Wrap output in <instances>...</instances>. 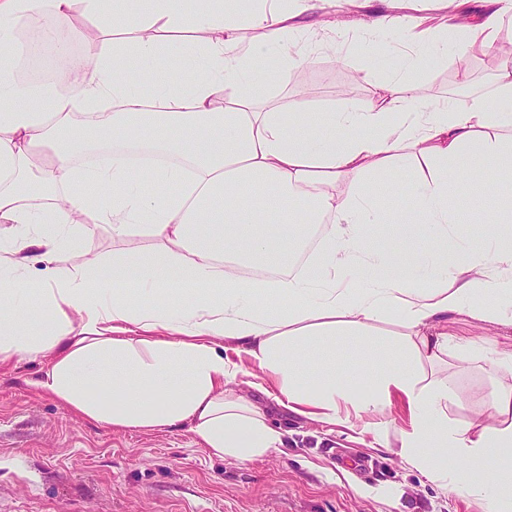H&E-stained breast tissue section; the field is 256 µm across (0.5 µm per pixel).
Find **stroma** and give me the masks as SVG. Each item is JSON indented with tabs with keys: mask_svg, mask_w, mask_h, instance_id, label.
<instances>
[{
	"mask_svg": "<svg viewBox=\"0 0 512 512\" xmlns=\"http://www.w3.org/2000/svg\"><path fill=\"white\" fill-rule=\"evenodd\" d=\"M486 0H402L400 14L447 24L449 15L487 9ZM373 9L343 13L332 6L296 20L295 51L307 58L306 83L285 75L278 57L264 63L266 99L281 108L308 102L331 112L360 104L376 84L400 70L404 43L390 30L383 55L358 54L372 38ZM455 57L425 74L436 97L493 95V67L470 63L471 81L460 87ZM454 399L448 417L463 422L490 418L495 382L486 361L448 354ZM40 362L0 365V512H484L476 499L436 487L400 462L390 450L292 415L277 416L285 433L283 451L237 464L210 456L191 432L115 431L69 411L37 390ZM362 458L365 468L352 466Z\"/></svg>",
	"mask_w": 512,
	"mask_h": 512,
	"instance_id": "1",
	"label": "stroma"
}]
</instances>
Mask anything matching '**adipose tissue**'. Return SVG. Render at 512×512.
Listing matches in <instances>:
<instances>
[{
	"instance_id": "adipose-tissue-1",
	"label": "adipose tissue",
	"mask_w": 512,
	"mask_h": 512,
	"mask_svg": "<svg viewBox=\"0 0 512 512\" xmlns=\"http://www.w3.org/2000/svg\"><path fill=\"white\" fill-rule=\"evenodd\" d=\"M253 3L244 18L239 0H0V363L46 360L35 387L80 417L185 426L239 464L282 450L275 408L369 433L437 486L512 512V421L449 420L442 329L458 314L512 330V202L484 215L463 204L468 186L492 196L512 172L497 133L512 124V66L494 96L465 105L424 80L452 52L468 84L465 61L496 47L502 11L455 24L453 42L443 30L417 37L415 17L380 15L375 29L413 41L400 75L351 110L284 113L258 89L269 54L301 65L288 51L296 14L289 0ZM78 12L101 34L66 58L63 89L43 95L18 74L15 28L42 20L63 47ZM247 27L261 37L243 38ZM194 28L206 39L166 77L156 63L172 34ZM231 87L237 98L216 108ZM393 171L404 174L397 202L419 223L380 218L366 180ZM79 185L86 194L72 195ZM463 222L472 238L459 237ZM103 228L124 245L109 259L91 254ZM379 239L390 247L369 248ZM175 287L194 293L166 302ZM21 304L43 320L40 339L11 318ZM389 319L400 330L385 356L361 342L360 361L337 369V337L363 339ZM307 348L319 378L301 362ZM395 407L404 424L391 432L376 417Z\"/></svg>"
}]
</instances>
